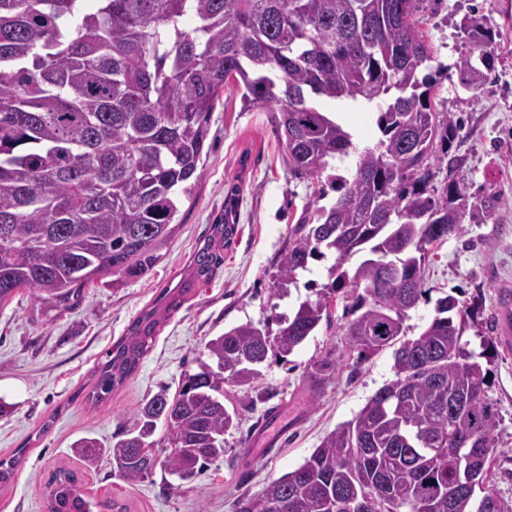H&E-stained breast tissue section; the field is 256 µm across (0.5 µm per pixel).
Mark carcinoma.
Listing matches in <instances>:
<instances>
[{"label": "carcinoma", "instance_id": "cac0c4a2", "mask_svg": "<svg viewBox=\"0 0 512 512\" xmlns=\"http://www.w3.org/2000/svg\"><path fill=\"white\" fill-rule=\"evenodd\" d=\"M428 0H0V304L20 288L43 304L70 307L83 287L110 274L147 273L192 196L209 118L233 81L243 109L272 113L291 174L320 184L289 233L274 272L288 294L311 259L331 258L330 283L277 320L276 333L246 322L208 340L210 362L174 396L157 392L117 440L83 437L72 453L90 470L108 457L116 476L141 481L160 467L189 483L224 453L236 412L224 385L255 388L268 355L287 358L331 303L348 300L351 347L368 359L396 346L395 379L351 421L328 434L295 470L236 512H512L486 486L495 461L497 408L487 395L497 352L463 339L473 306L447 295L409 339L403 322L426 293L425 261L486 224L494 193L477 197L438 170L460 123L437 108L439 80L422 67L436 49L416 16ZM465 53L459 84L476 93L494 68L496 26L485 16L459 24ZM372 104L382 138L358 150L315 99ZM355 155L350 176L332 162ZM337 193L320 201L325 186ZM237 188L224 216L194 254L188 278L164 288L106 352L86 399L104 401L138 369L161 322L224 265L237 229ZM367 251L353 268L346 264ZM164 458L153 451L157 422ZM20 456L0 459V487ZM46 512H125L91 502L74 475L48 483Z\"/></svg>", "mask_w": 512, "mask_h": 512}]
</instances>
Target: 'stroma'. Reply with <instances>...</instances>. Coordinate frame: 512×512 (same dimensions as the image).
<instances>
[{"label": "stroma", "instance_id": "stroma-1", "mask_svg": "<svg viewBox=\"0 0 512 512\" xmlns=\"http://www.w3.org/2000/svg\"><path fill=\"white\" fill-rule=\"evenodd\" d=\"M467 14L489 16L498 27L499 58L479 93L444 77L439 96L443 111L455 113L462 126L452 148L464 160L456 178L471 193H497L499 208L490 223H465L463 236L449 239L426 261L427 292L404 326L408 336L420 334L437 300L451 294L480 309L477 332L465 334L476 347L481 337L498 336L497 295L512 290V6L507 0H430L421 28L437 47L438 62L450 65L465 51L457 25ZM209 125L198 185L148 274L122 277L117 285L108 277L94 282L67 310L38 303L26 289L0 306V400L11 406L0 417V459L23 453L12 484L0 488V512H45L47 482L60 467L76 471L82 495L118 500L127 512H235L239 496L258 493L296 469L393 380L392 348L358 361L345 334L344 305L337 302L330 319L288 359L268 357L256 389L225 386L224 404L236 411L238 424L224 435L223 456L192 483L174 487L173 477L160 469L127 482L106 462L82 469L71 453L74 441H106L132 428L135 413L160 388L176 393L185 373L196 371L210 338L248 321L277 330L279 316L294 312L328 282L327 261L312 260L287 296L275 294L276 257L316 185L289 173L269 113L243 110L240 92L228 87ZM234 185L238 231L218 275L193 289L164 323L130 379L104 402H87L97 364L161 289L181 280ZM491 369L488 394L500 425L489 486L512 500V353L498 350ZM278 408L283 426L269 454L253 442Z\"/></svg>", "mask_w": 512, "mask_h": 512}]
</instances>
